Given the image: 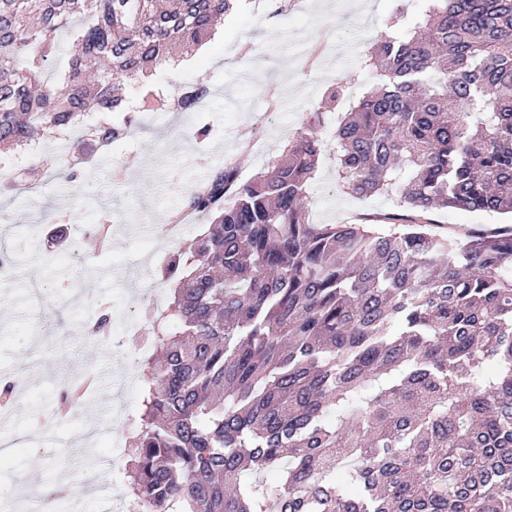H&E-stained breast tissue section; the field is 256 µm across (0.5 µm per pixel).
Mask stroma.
<instances>
[{
	"label": "stroma",
	"mask_w": 512,
	"mask_h": 512,
	"mask_svg": "<svg viewBox=\"0 0 512 512\" xmlns=\"http://www.w3.org/2000/svg\"><path fill=\"white\" fill-rule=\"evenodd\" d=\"M393 6V0H288V11L281 15L248 2L225 17L210 42L182 56L179 64L158 70L154 81L170 96L179 85L207 81L208 113L220 136L208 160L243 161L249 175L271 165L282 145L299 131L306 113L321 106L328 86L345 79L350 95L358 96L362 54L383 33ZM315 45L323 48L320 61L312 70H303L301 61ZM270 86L279 93V105L275 122L266 123L262 117L269 104L261 91ZM193 124L190 113L169 112L166 103L156 101L139 114L122 153L97 154L74 182L46 181L45 171L61 163L60 154L48 149L37 155L38 166L27 175L39 186L36 196L13 195L0 188V203L10 205L19 216L13 233L40 243L14 269L10 294L0 305V377L21 371L24 381L38 390L0 422V436L19 433L30 445L0 468V484L25 487L36 470L47 487L60 477L76 481L91 472L111 491L130 482L125 452L112 445V409L120 407L126 417H135L138 391L107 397L95 393L99 403L95 442L85 441L87 421L82 417L48 427L42 434L37 428L54 404L62 380L119 375L140 344V337H122L116 353L86 337L83 326L92 320L96 305L108 300L113 303V321L121 322L128 283L147 287L133 264L141 240L165 244L162 217L180 202L170 190L171 183L186 189L205 173L194 157L175 147L174 130H189ZM61 191L70 199L69 223L36 222L30 212L37 198ZM105 200L114 217L112 240L108 255L93 261L99 274L89 275L58 260L47 246L61 231L75 237L84 234L87 225L98 221V205ZM306 202L311 219L319 224L371 221L399 209L394 196L346 194L329 157L320 164ZM37 279L54 290L46 309L55 327L49 336L38 333L37 314L30 308L28 291Z\"/></svg>",
	"instance_id": "1"
}]
</instances>
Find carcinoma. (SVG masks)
<instances>
[{
    "instance_id": "carcinoma-1",
    "label": "carcinoma",
    "mask_w": 512,
    "mask_h": 512,
    "mask_svg": "<svg viewBox=\"0 0 512 512\" xmlns=\"http://www.w3.org/2000/svg\"><path fill=\"white\" fill-rule=\"evenodd\" d=\"M242 2L0 0V154L123 111L128 86L154 95L156 69ZM394 2L401 31L361 66L378 86L332 145L345 193L397 192L403 213L314 224L302 205L341 83L272 165L182 195L208 223L160 266L129 512H512V227L429 230L437 208L512 213V0ZM207 93L178 91L188 110ZM83 393L66 380L59 412Z\"/></svg>"
}]
</instances>
